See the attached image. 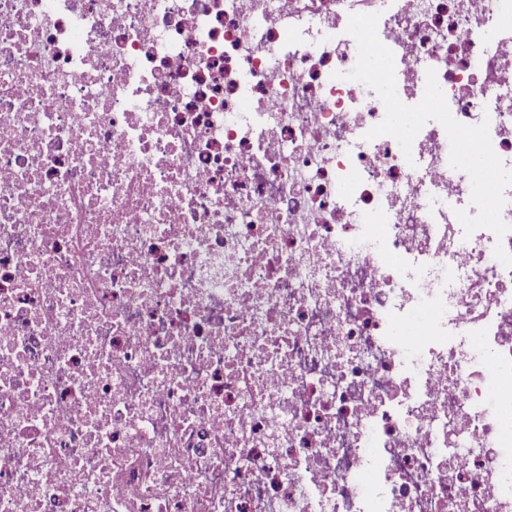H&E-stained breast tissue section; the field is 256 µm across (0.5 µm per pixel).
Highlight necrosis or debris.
I'll return each instance as SVG.
<instances>
[{
  "label": "necrosis or debris",
  "mask_w": 512,
  "mask_h": 512,
  "mask_svg": "<svg viewBox=\"0 0 512 512\" xmlns=\"http://www.w3.org/2000/svg\"><path fill=\"white\" fill-rule=\"evenodd\" d=\"M352 2L0 0V512H512V231ZM368 2L512 169V0Z\"/></svg>",
  "instance_id": "1"
}]
</instances>
